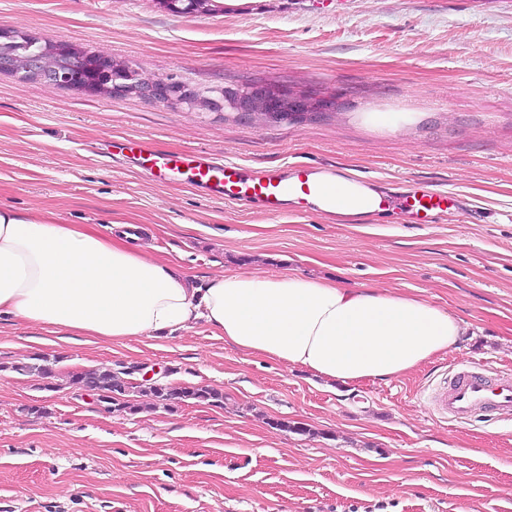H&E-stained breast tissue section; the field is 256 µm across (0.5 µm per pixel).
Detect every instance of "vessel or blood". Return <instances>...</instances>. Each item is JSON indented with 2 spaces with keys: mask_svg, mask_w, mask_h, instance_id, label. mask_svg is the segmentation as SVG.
I'll use <instances>...</instances> for the list:
<instances>
[{
  "mask_svg": "<svg viewBox=\"0 0 512 512\" xmlns=\"http://www.w3.org/2000/svg\"><path fill=\"white\" fill-rule=\"evenodd\" d=\"M116 148L127 165L141 169L156 181L185 175L227 202L256 201L272 215L284 210V199L290 194L295 197L297 210L309 206L310 170L302 164L288 165L278 171H259L233 162H220L202 153L166 154L143 139L120 142ZM461 205L459 195L420 182L381 199L382 208L400 210L412 224L434 223L438 215L460 209ZM432 398L440 414L453 421L509 417L512 416V375L462 364L452 369L447 380L433 390Z\"/></svg>",
  "mask_w": 512,
  "mask_h": 512,
  "instance_id": "vessel-or-blood-1",
  "label": "vessel or blood"
}]
</instances>
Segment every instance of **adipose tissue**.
Here are the masks:
<instances>
[{
    "label": "adipose tissue",
    "mask_w": 512,
    "mask_h": 512,
    "mask_svg": "<svg viewBox=\"0 0 512 512\" xmlns=\"http://www.w3.org/2000/svg\"><path fill=\"white\" fill-rule=\"evenodd\" d=\"M310 189L311 207L331 221L381 212L379 189L349 170H317ZM138 240L121 221L104 236L54 211L31 218L0 206V317L112 341L171 336L201 320L247 353L343 383L402 376L463 332L456 316L417 297L292 269L198 278Z\"/></svg>",
    "instance_id": "1"
}]
</instances>
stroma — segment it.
I'll return each mask as SVG.
<instances>
[{
	"instance_id": "obj_1",
	"label": "stroma",
	"mask_w": 512,
	"mask_h": 512,
	"mask_svg": "<svg viewBox=\"0 0 512 512\" xmlns=\"http://www.w3.org/2000/svg\"><path fill=\"white\" fill-rule=\"evenodd\" d=\"M0 27L190 88L271 83L333 103L257 126L0 73V206L72 224L109 213L193 276L291 267L422 297L464 329L402 378L329 387L202 322L112 343L1 319L0 512H512V420L451 422L427 396L459 363L512 371V0H224L201 15L156 0H0ZM141 138L247 167L350 169L384 189L419 180L465 207L433 224L272 216L105 151ZM40 355L58 360L54 388L14 370ZM136 363L224 403L143 397L138 413H109L71 381Z\"/></svg>"
}]
</instances>
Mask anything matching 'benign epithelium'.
I'll return each instance as SVG.
<instances>
[{
    "label": "benign epithelium",
    "instance_id": "7a95c632",
    "mask_svg": "<svg viewBox=\"0 0 512 512\" xmlns=\"http://www.w3.org/2000/svg\"><path fill=\"white\" fill-rule=\"evenodd\" d=\"M66 55L96 71L100 78L88 80L83 76L59 78L57 60ZM0 68L21 78H35L47 85H67L70 88L97 97L128 96L144 98L166 105H187L201 112H212L219 106L259 125L280 123L315 116L326 110L329 102L303 95L283 92L272 84L224 88L222 99L204 96L187 89L168 78L149 76L139 67L112 56L97 53L88 55L75 43L57 40L42 55L33 58L11 56L0 61Z\"/></svg>",
    "mask_w": 512,
    "mask_h": 512
}]
</instances>
